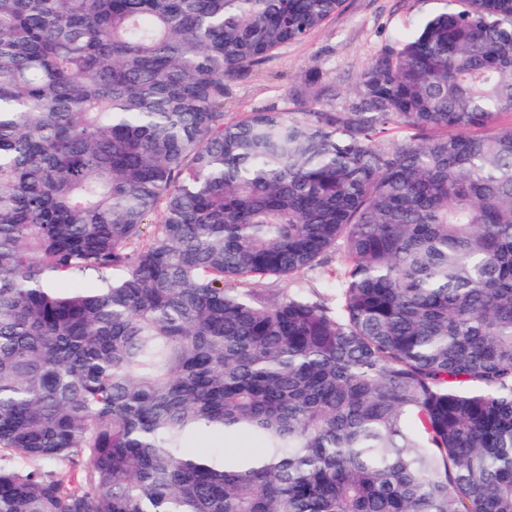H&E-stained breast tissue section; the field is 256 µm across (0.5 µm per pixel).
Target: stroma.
Instances as JSON below:
<instances>
[{
	"mask_svg": "<svg viewBox=\"0 0 512 512\" xmlns=\"http://www.w3.org/2000/svg\"><path fill=\"white\" fill-rule=\"evenodd\" d=\"M426 9L424 0H345L323 28L289 44L237 84L229 118L268 107L292 109L287 92L303 86L313 66L335 83L333 106L344 107L348 89L381 46L410 28Z\"/></svg>",
	"mask_w": 512,
	"mask_h": 512,
	"instance_id": "stroma-1",
	"label": "stroma"
}]
</instances>
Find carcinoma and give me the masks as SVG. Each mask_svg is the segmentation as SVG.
<instances>
[{
    "label": "carcinoma",
    "mask_w": 512,
    "mask_h": 512,
    "mask_svg": "<svg viewBox=\"0 0 512 512\" xmlns=\"http://www.w3.org/2000/svg\"><path fill=\"white\" fill-rule=\"evenodd\" d=\"M343 3L0 0V512H512V0L228 119ZM342 259L343 257L341 254H333L329 262L328 272H330L332 268L338 266ZM328 272L310 275L308 278V286L310 288H314L315 291L319 292L320 294H324L326 297L332 298L338 286L336 281L333 279V277L330 276Z\"/></svg>",
    "instance_id": "cac0c4a2"
}]
</instances>
